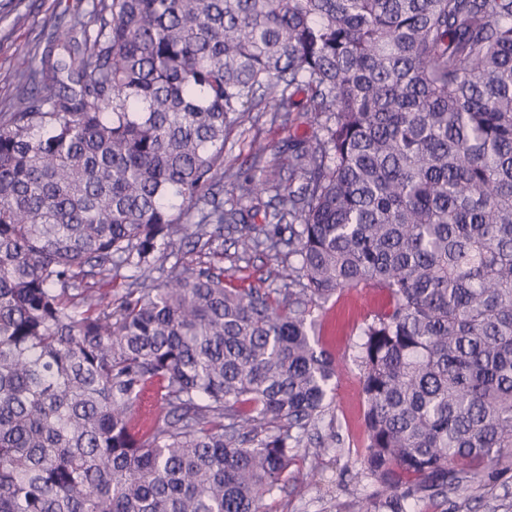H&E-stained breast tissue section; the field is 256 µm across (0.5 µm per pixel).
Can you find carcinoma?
I'll return each mask as SVG.
<instances>
[{"label": "carcinoma", "mask_w": 512, "mask_h": 512, "mask_svg": "<svg viewBox=\"0 0 512 512\" xmlns=\"http://www.w3.org/2000/svg\"><path fill=\"white\" fill-rule=\"evenodd\" d=\"M0 115V512H266L332 411L313 312L353 288L375 490L358 512L467 487L512 454V0H88ZM309 92L300 105L289 90ZM319 120L261 168L273 230L202 193L253 112ZM293 287L184 266L242 224ZM159 409L138 412L147 387ZM319 454L340 445L328 424Z\"/></svg>", "instance_id": "carcinoma-1"}]
</instances>
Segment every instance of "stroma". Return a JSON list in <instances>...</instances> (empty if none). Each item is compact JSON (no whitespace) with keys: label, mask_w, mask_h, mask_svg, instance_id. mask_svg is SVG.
I'll return each mask as SVG.
<instances>
[{"label":"stroma","mask_w":512,"mask_h":512,"mask_svg":"<svg viewBox=\"0 0 512 512\" xmlns=\"http://www.w3.org/2000/svg\"><path fill=\"white\" fill-rule=\"evenodd\" d=\"M77 0H0V113L12 111L24 82L21 60L40 58L49 35L66 7ZM317 124L312 113L295 112L287 126L271 123L268 115L257 114L253 123L231 131L224 143V179L214 188L225 206L251 211L255 227L265 225L263 213L252 212L244 175L254 174L252 153L256 143L266 144L264 165L275 168L280 181L288 179V152L291 139H313ZM242 227L225 225L221 239L223 259H214L203 246L178 245L154 271L155 281L165 279L175 264L209 265L219 263L234 285L280 288L281 275L288 264L287 254L277 256L265 251L243 253L240 247ZM386 293L375 288H355L330 301L318 313L320 340L339 362L336 390V425L341 445L321 455L317 478H310L306 449H299L288 468L284 488L267 502L269 512H355L356 503L372 492V484L361 478V462L367 434L363 426L364 402L360 369L354 360L357 327L373 310L388 308ZM414 512H512V458L494 462L473 475L466 493L448 494L437 501L417 503Z\"/></svg>","instance_id":"1"}]
</instances>
